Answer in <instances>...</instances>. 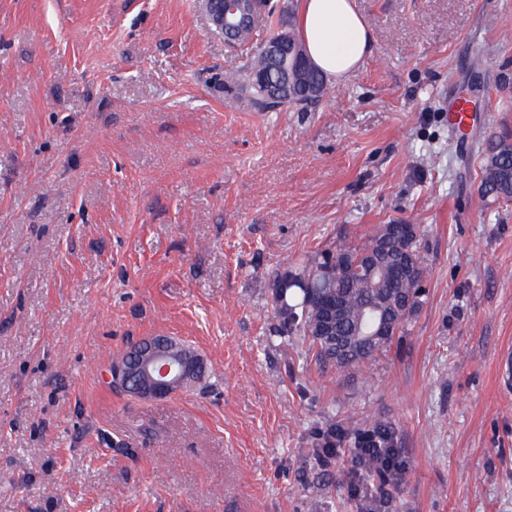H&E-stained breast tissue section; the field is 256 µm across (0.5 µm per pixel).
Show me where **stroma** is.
<instances>
[{"instance_id": "35a3bbf8", "label": "stroma", "mask_w": 512, "mask_h": 512, "mask_svg": "<svg viewBox=\"0 0 512 512\" xmlns=\"http://www.w3.org/2000/svg\"><path fill=\"white\" fill-rule=\"evenodd\" d=\"M272 4L232 49L198 0H0V512H362L315 450L369 415L407 462L393 512H512V203L481 201L475 160L512 134V0H357L361 68L260 112L222 82L295 28ZM399 219L420 307L320 372L273 276ZM159 335L210 374L115 390L113 358Z\"/></svg>"}]
</instances>
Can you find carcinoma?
Returning a JSON list of instances; mask_svg holds the SVG:
<instances>
[{
    "label": "carcinoma",
    "mask_w": 512,
    "mask_h": 512,
    "mask_svg": "<svg viewBox=\"0 0 512 512\" xmlns=\"http://www.w3.org/2000/svg\"><path fill=\"white\" fill-rule=\"evenodd\" d=\"M273 64L257 51L241 74L224 76V86L249 89L250 75L270 71ZM309 97L295 86L279 100L254 97L260 112H279L290 107L305 108ZM480 169L478 192L493 203L512 201V137L492 135L478 147ZM382 224L363 243L343 242L305 266L291 264L276 274L271 291L282 331L298 332L310 340L320 365L338 371L365 366L386 352L421 303V285L428 267L421 255V233L411 232L407 244L412 274L389 268L395 263L398 241ZM327 292L338 294L344 303L339 333L351 344L341 353L336 337L323 336L316 324L324 309Z\"/></svg>",
    "instance_id": "carcinoma-1"
}]
</instances>
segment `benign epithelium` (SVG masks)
Returning <instances> with one entry per match:
<instances>
[{"label": "benign epithelium", "mask_w": 512, "mask_h": 512, "mask_svg": "<svg viewBox=\"0 0 512 512\" xmlns=\"http://www.w3.org/2000/svg\"><path fill=\"white\" fill-rule=\"evenodd\" d=\"M269 0H199L208 30L226 34L225 43L236 46L235 31L239 27L256 26L268 7ZM288 33L281 32L260 46L263 54L279 58L288 53L285 74L302 75L311 70L303 50H288ZM135 368L129 373L114 374V380L124 379L120 388L144 399L166 398L185 388L188 378L200 374L205 362L192 348L170 336H152L139 342L135 353Z\"/></svg>", "instance_id": "obj_1"}]
</instances>
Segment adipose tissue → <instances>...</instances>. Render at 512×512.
<instances>
[{"mask_svg": "<svg viewBox=\"0 0 512 512\" xmlns=\"http://www.w3.org/2000/svg\"><path fill=\"white\" fill-rule=\"evenodd\" d=\"M296 24L310 60L327 78H348L371 51L372 32L354 0H300Z\"/></svg>", "mask_w": 512, "mask_h": 512, "instance_id": "ef3b65f1", "label": "adipose tissue"}]
</instances>
